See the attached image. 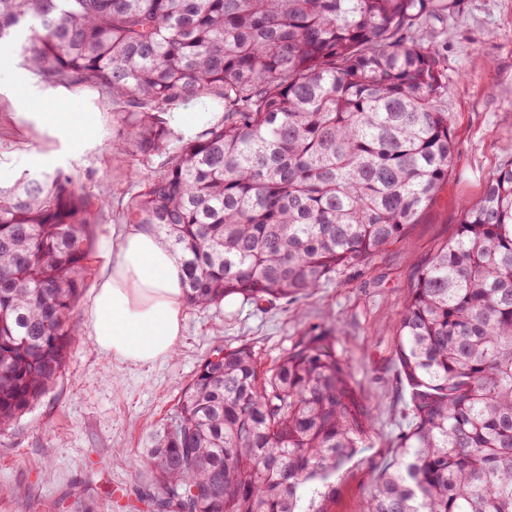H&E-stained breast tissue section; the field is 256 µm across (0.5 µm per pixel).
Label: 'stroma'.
<instances>
[{"label":"stroma","mask_w":512,"mask_h":512,"mask_svg":"<svg viewBox=\"0 0 512 512\" xmlns=\"http://www.w3.org/2000/svg\"><path fill=\"white\" fill-rule=\"evenodd\" d=\"M431 43L448 68V113L457 148L448 180L402 238L367 265L294 300L259 306L234 297L184 307L183 336L170 359L134 365L102 354L89 337L71 347L55 387L0 431V512H148L139 497L150 476L139 460L166 423L200 361L214 348L250 344L273 365L312 328L331 330L372 420L357 456L336 477L335 512H361L379 468L408 423L395 349L400 315L417 264L455 236L463 205L512 160V0H454L433 23ZM12 65L0 66V186L22 174L71 175L86 193L106 196L98 240L121 231L127 200L150 173L117 153L120 103L93 88L59 83L51 112H96L101 142L68 147L18 114Z\"/></svg>","instance_id":"35a3bbf8"}]
</instances>
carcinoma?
<instances>
[{"label":"carcinoma","mask_w":512,"mask_h":512,"mask_svg":"<svg viewBox=\"0 0 512 512\" xmlns=\"http://www.w3.org/2000/svg\"><path fill=\"white\" fill-rule=\"evenodd\" d=\"M443 0H0V49L123 101L115 151L160 167L129 198L181 254L191 307L306 295L400 239L456 144L435 46ZM209 98L224 123L173 125ZM99 197L63 172L0 188V429L79 337ZM396 357L412 421L362 512H512V162L418 266ZM371 413L332 332L272 368L207 355L140 466L150 512H333Z\"/></svg>","instance_id":"carcinoma-1"}]
</instances>
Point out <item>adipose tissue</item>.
I'll return each mask as SVG.
<instances>
[{"mask_svg": "<svg viewBox=\"0 0 512 512\" xmlns=\"http://www.w3.org/2000/svg\"><path fill=\"white\" fill-rule=\"evenodd\" d=\"M35 81L34 72H26L17 96L23 116L72 146L95 143V113L33 111V103L53 98L52 93L36 91ZM181 277L179 254L154 234L135 227L113 237L84 324L98 350L140 365L171 357L182 333Z\"/></svg>", "mask_w": 512, "mask_h": 512, "instance_id": "1", "label": "adipose tissue"}]
</instances>
